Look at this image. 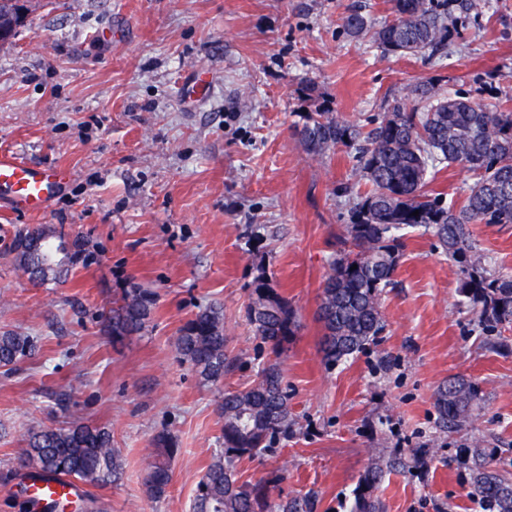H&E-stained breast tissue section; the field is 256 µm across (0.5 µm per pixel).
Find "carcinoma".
<instances>
[{
	"label": "carcinoma",
	"mask_w": 512,
	"mask_h": 512,
	"mask_svg": "<svg viewBox=\"0 0 512 512\" xmlns=\"http://www.w3.org/2000/svg\"><path fill=\"white\" fill-rule=\"evenodd\" d=\"M393 19L376 23L360 3L343 19L345 33L356 40L370 37L381 51L396 55L429 53L448 56L457 30L452 15L481 7L478 0H391ZM28 9L27 0H0V15L16 21ZM295 125L309 155L322 157L338 147L356 151L359 180L371 185L352 199L342 247L329 263L319 294L318 321L323 327L320 353L327 365L344 363L375 344L384 330L381 299L395 285L400 250L412 231L431 234L457 267L460 302L470 306L488 335L512 330V274L491 264L473 238V224H512V109H489L459 91H444L431 81L406 88L390 112H381L365 132L318 109L300 115ZM460 164L475 175L465 200L454 202L427 190L436 174ZM419 215H413V212ZM70 239L68 252L58 244ZM7 255L15 269L35 285L61 284L74 269L94 260L87 243L51 224L16 229ZM156 295L132 286L113 301L107 317L112 340L121 342L142 332L151 319ZM248 319L254 332L281 353L299 330L296 312L271 286L263 263L256 265L251 283ZM224 316L216 305L201 307L179 328L174 347L204 385L224 382L231 362L224 348ZM37 347L33 336L17 331L0 333V368L10 371L30 358ZM257 380L244 391H228L218 407L224 417L219 440L223 448L198 482L194 512H300L289 500L270 505L272 481L241 482L237 466L273 449L294 432L296 420L278 364L260 367ZM483 400L478 383L454 376L435 392L438 436L422 451L376 455L353 491L349 512H383L378 490L385 475L404 471L428 453L440 438L461 436L457 462L468 471V496L480 512H512V473L488 461L487 442L463 434ZM22 464L34 481L72 479L104 487L119 479L121 458L112 429L73 420L62 425L32 428L25 435ZM153 461L145 480L147 495L157 499L170 484L174 436L157 433Z\"/></svg>",
	"instance_id": "carcinoma-1"
}]
</instances>
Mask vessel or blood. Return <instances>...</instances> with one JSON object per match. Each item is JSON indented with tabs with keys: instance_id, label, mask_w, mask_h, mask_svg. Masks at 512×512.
<instances>
[{
	"instance_id": "vessel-or-blood-1",
	"label": "vessel or blood",
	"mask_w": 512,
	"mask_h": 512,
	"mask_svg": "<svg viewBox=\"0 0 512 512\" xmlns=\"http://www.w3.org/2000/svg\"><path fill=\"white\" fill-rule=\"evenodd\" d=\"M67 176V171L60 167L46 168L10 154L0 155V190L18 211L41 212Z\"/></svg>"
}]
</instances>
